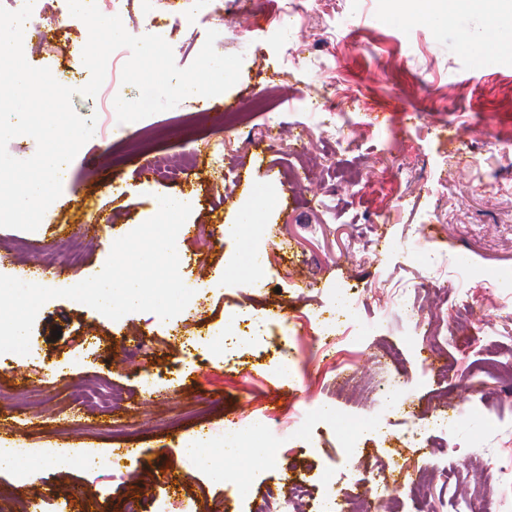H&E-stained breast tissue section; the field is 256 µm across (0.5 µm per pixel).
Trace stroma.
Returning a JSON list of instances; mask_svg holds the SVG:
<instances>
[{"label": "stroma", "instance_id": "1", "mask_svg": "<svg viewBox=\"0 0 512 512\" xmlns=\"http://www.w3.org/2000/svg\"><path fill=\"white\" fill-rule=\"evenodd\" d=\"M283 0H205L208 23L169 30L178 67H188L215 30L218 53L239 54L238 82L211 97H198L126 124V141L145 126L164 128L153 150L126 153L113 163L116 144L108 132L115 118L113 93L138 97L135 86L104 81L95 97L73 95L74 110L95 117V131L65 168L60 197L36 231L0 228V275L67 288L99 274L113 243L152 218L158 196L194 194L188 231L177 237L181 270L193 292L194 319L171 329L151 312L113 320L80 302L55 298L39 310L30 352L0 354V448L21 453L72 451L99 459L88 473L72 467L64 481L45 467L35 478L0 471V512H125L129 500L158 512L160 502L179 499L194 512H255L277 496L287 466L304 469L314 496L303 512H315L327 482L341 502L384 480L400 483L392 462L411 456L428 479V512H455L452 486L465 498L477 487L498 484L501 459L512 451V388L485 379L465 391L434 376L413 345L407 317H438L443 336L437 355L458 368L474 366L487 350L484 336L497 334L503 353L512 352V320L499 316L512 305V288L479 303L466 315L469 281L445 291L439 264L465 258L474 276L512 274V150L479 141L489 126L512 142V55L477 40L487 26L478 14L454 22L423 8L418 0H304V14L286 17ZM30 23L65 31L64 51L26 39L23 51L34 67H49L71 86L84 71L86 25L71 15L67 0H42ZM469 34L460 42L459 31ZM494 57L485 70L473 56ZM277 84V111L285 131L271 142L260 135L265 113L246 126H230L220 105H249L267 85ZM309 102L352 122L336 131L352 143L341 151L333 139L315 137L306 147L288 136L295 121L315 124ZM223 143L224 164L213 165L208 144ZM112 175L102 185L87 175V160ZM313 165L311 184L292 188L288 170L298 160ZM261 186L273 198L262 216L272 226L265 257L250 236H229ZM98 224L94 233L87 224ZM431 226L433 243H422L419 225ZM357 296V311L369 331L347 348L346 363L328 371L311 367L309 377L283 386L267 368L283 345L281 316L309 311L335 314L340 299ZM267 319L263 340H244L222 354L224 334L238 330L237 316ZM60 338H53V331ZM147 346L134 362L125 351L138 338ZM399 349L414 379L394 396L364 391L368 380H385L389 368L380 348ZM102 378L123 389L120 409L108 411L70 398L71 386ZM294 406L304 429L287 441L292 452L248 459L246 486L216 482L190 469L185 447L220 446L240 418L265 420ZM334 416H326V409ZM448 415L450 430L427 434L410 447L406 411ZM366 422L356 455L346 441L353 421ZM450 447L441 456L437 446ZM122 477H114L113 466ZM182 473L171 487L166 472Z\"/></svg>", "mask_w": 512, "mask_h": 512}]
</instances>
